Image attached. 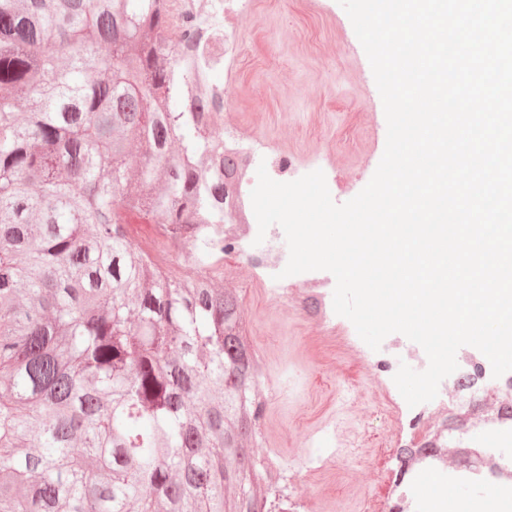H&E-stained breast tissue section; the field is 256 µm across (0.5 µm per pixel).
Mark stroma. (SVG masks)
<instances>
[{
	"label": "stroma",
	"instance_id": "stroma-1",
	"mask_svg": "<svg viewBox=\"0 0 512 512\" xmlns=\"http://www.w3.org/2000/svg\"><path fill=\"white\" fill-rule=\"evenodd\" d=\"M250 33L238 81L229 87L224 120L242 123L246 135L287 137L302 164L330 162L335 203L356 196L372 178L385 150L387 124L365 51L338 0H273L263 17L242 18ZM334 276L298 274L301 301L277 303L252 292L232 273L226 289L241 298L247 336L259 363L257 392L267 404L258 459L280 466L292 512L322 503V512H359L360 496L373 494L392 512L389 485L399 482L398 451L407 438L387 428L377 407V387L392 381L400 364L415 365L423 348L400 333L380 350L362 340L343 348L329 343L310 312L332 303ZM363 435L360 448L338 451L332 481L312 472L334 442L337 425ZM444 472L423 480L437 512L459 498L444 491L458 465L454 444L438 450Z\"/></svg>",
	"mask_w": 512,
	"mask_h": 512
}]
</instances>
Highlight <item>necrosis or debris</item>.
<instances>
[{
  "label": "necrosis or debris",
  "instance_id": "necrosis-or-debris-1",
  "mask_svg": "<svg viewBox=\"0 0 512 512\" xmlns=\"http://www.w3.org/2000/svg\"><path fill=\"white\" fill-rule=\"evenodd\" d=\"M166 6L173 21L190 15L200 22L199 55L194 59L190 88L206 89L210 99L223 100L228 86L237 81L248 39L246 31L235 24L234 18L256 13L258 0H166ZM220 132L225 147L233 152L240 168L235 189L224 204L228 222L220 226L219 231L225 239L241 244V261L255 265L257 274L250 281V288L279 302L287 300L290 287L287 280L279 276L286 258L277 240L267 237L262 250L255 255L247 249L257 221L250 198L254 184L247 181L246 175L262 165L273 180L290 182L307 174L308 169L301 165L288 145L244 135L239 124H223ZM485 469L494 475L488 496L491 512H512V451L505 449L498 456L488 458Z\"/></svg>",
  "mask_w": 512,
  "mask_h": 512
}]
</instances>
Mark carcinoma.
I'll return each mask as SVG.
<instances>
[{"label":"carcinoma","instance_id":"obj_1","mask_svg":"<svg viewBox=\"0 0 512 512\" xmlns=\"http://www.w3.org/2000/svg\"><path fill=\"white\" fill-rule=\"evenodd\" d=\"M196 41L164 0H0V512H288L202 228L233 168L185 108Z\"/></svg>","mask_w":512,"mask_h":512}]
</instances>
